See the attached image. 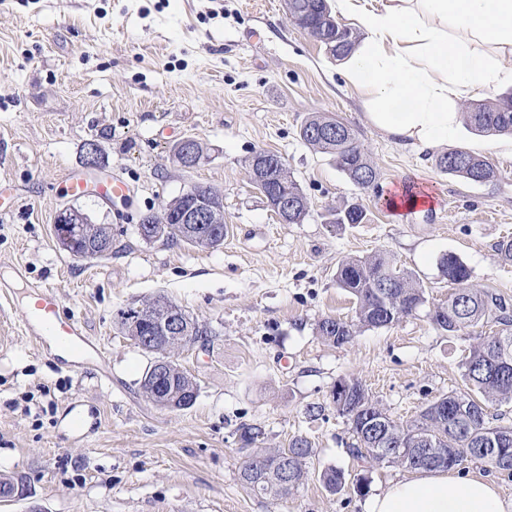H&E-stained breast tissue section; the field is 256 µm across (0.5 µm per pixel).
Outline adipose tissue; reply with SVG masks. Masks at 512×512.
<instances>
[{
    "instance_id": "ef3b65f1",
    "label": "adipose tissue",
    "mask_w": 512,
    "mask_h": 512,
    "mask_svg": "<svg viewBox=\"0 0 512 512\" xmlns=\"http://www.w3.org/2000/svg\"><path fill=\"white\" fill-rule=\"evenodd\" d=\"M364 32L343 75L389 134L438 145L458 121L457 101L512 83V0H336ZM367 512H512L497 484L428 471L392 483Z\"/></svg>"
}]
</instances>
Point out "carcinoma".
I'll return each mask as SVG.
<instances>
[{
	"label": "carcinoma",
	"instance_id": "carcinoma-1",
	"mask_svg": "<svg viewBox=\"0 0 512 512\" xmlns=\"http://www.w3.org/2000/svg\"><path fill=\"white\" fill-rule=\"evenodd\" d=\"M293 14L309 25L327 26L325 39L320 41L327 53L337 60L348 57L355 48L356 36L341 24L328 25L326 17L332 15L329 0H291ZM466 121L471 130L481 136L512 134V94L500 96L465 107ZM336 125L334 138H315L309 131L324 123ZM302 141L316 152L330 154L336 167L349 182L358 187L367 178L376 182L378 173L362 148L354 130L323 113L309 116L300 129ZM437 168L445 173L477 183L496 177L494 167L483 157L467 149H456L436 160ZM365 217L363 207L345 203L336 209L335 224H359ZM87 232L100 244L112 246V228L107 224H88ZM227 227L217 224L209 237H187L180 224L171 225L164 234L168 239H180L188 244L207 248L214 239L224 238ZM444 277L457 285L449 294L448 303L435 306L431 321L439 330L452 336L466 335L481 321L493 316L504 325L512 324V305L501 295L469 284L471 273L456 256L447 254L440 259ZM338 285L356 298V319L345 321L327 317L317 322V334L336 345L350 342L362 328L388 327L413 314L425 304V290L412 273L397 268L382 253L366 257H347L341 261L336 273ZM467 390L450 393L429 403L413 423L402 425L389 420L390 430L409 440H424L422 446L429 458L418 460L412 448H394L380 454V444L369 435L362 419L377 404L363 385L355 380L347 382L345 402L335 401L336 411L348 418L356 438L352 453L369 463H391L414 470L443 468L450 470L464 460L486 461L498 472L512 476V426L490 425L489 405L512 400V331L503 330L483 338L470 349L464 362ZM143 393L151 396L154 404L177 411L193 406L198 396L194 378L172 364L167 379L155 388L150 386V374L141 381ZM310 442L303 437L292 440L288 449L281 451L288 458V483L298 486L304 478L305 461L311 455ZM253 475L241 478L251 493L260 496L284 497L288 492L278 481L279 458L271 451L251 454ZM326 489L335 494L344 489V474L334 468L323 475Z\"/></svg>",
	"mask_w": 512,
	"mask_h": 512
}]
</instances>
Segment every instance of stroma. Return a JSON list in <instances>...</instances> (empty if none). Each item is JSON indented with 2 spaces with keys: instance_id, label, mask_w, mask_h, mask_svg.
Here are the masks:
<instances>
[{
  "instance_id": "obj_1",
  "label": "stroma",
  "mask_w": 512,
  "mask_h": 512,
  "mask_svg": "<svg viewBox=\"0 0 512 512\" xmlns=\"http://www.w3.org/2000/svg\"><path fill=\"white\" fill-rule=\"evenodd\" d=\"M315 112L356 132L378 173L373 187L359 190L331 155L304 144L300 128ZM367 112L340 61L290 22L284 0H0V192L13 198L0 206V324L17 326L30 286L55 287L109 365L105 376L69 370L22 334L0 353V477L15 486L0 512H366L371 496L412 477L351 455L352 427L331 392L359 381L406 424L464 389L471 347L501 326L451 336L429 311L452 290L439 269L448 253L474 287L512 301V261L496 250L512 239V136H480L462 121L428 147L395 138ZM188 137L205 148L193 168L173 158ZM92 141L104 169L132 186L129 199L61 195L65 174L84 172ZM457 148L486 157L497 178L441 172L437 157ZM259 150L280 154L300 184L303 223H279L251 182L248 159ZM409 185L429 192L436 210L393 218L382 197ZM193 186L224 196L221 245L138 234L142 218ZM347 202L365 208L364 221L329 223ZM69 206L110 225L111 253L77 258L57 244L54 218ZM378 251L416 276L426 305L350 343L323 340L319 320L356 317L338 264ZM158 297L210 331L174 357L199 386L185 410L144 395L154 356L117 322L119 309ZM82 415L85 432L68 433ZM244 426L261 429L259 449L310 442L305 477L288 496L243 486ZM331 467L349 481L336 494L321 481ZM360 475L361 493L350 484Z\"/></svg>"
}]
</instances>
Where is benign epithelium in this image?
Listing matches in <instances>:
<instances>
[{
    "label": "benign epithelium",
    "mask_w": 512,
    "mask_h": 512,
    "mask_svg": "<svg viewBox=\"0 0 512 512\" xmlns=\"http://www.w3.org/2000/svg\"><path fill=\"white\" fill-rule=\"evenodd\" d=\"M277 164V158L268 156L257 166L250 168L251 181L261 188L266 204L274 211L280 223H288V214L307 205L301 195H288L282 192L271 174ZM192 200V205L176 215L171 207H166L159 215H151L147 221L151 235H157L160 225L175 220L184 225L190 233H198L206 224L224 223L223 212L209 204V193L202 187H193L183 193ZM91 223L87 214L76 207L60 210L54 220L53 232L56 241L63 247L71 245L76 236L82 233V225ZM137 315L130 320L127 333L148 351L159 354L152 365L155 380L161 381L168 374L172 358L170 353L180 351L195 344L196 331L201 325L188 318L179 309L171 307L169 312L158 315L151 305L136 306Z\"/></svg>",
    "instance_id": "obj_1"
}]
</instances>
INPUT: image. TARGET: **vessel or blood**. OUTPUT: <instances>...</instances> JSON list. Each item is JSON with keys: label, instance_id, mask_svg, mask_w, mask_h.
I'll use <instances>...</instances> for the list:
<instances>
[{"label": "vessel or blood", "instance_id": "b4317fda", "mask_svg": "<svg viewBox=\"0 0 512 512\" xmlns=\"http://www.w3.org/2000/svg\"><path fill=\"white\" fill-rule=\"evenodd\" d=\"M61 190L63 195L70 197H81L90 192L105 199H125L130 195L129 185L117 177H102L91 182L76 173L66 175ZM33 295L34 305L21 312L20 328L24 335L33 338L41 349L54 348L79 359L95 349V341L79 322L62 314V301L57 292L39 285Z\"/></svg>", "mask_w": 512, "mask_h": 512}]
</instances>
